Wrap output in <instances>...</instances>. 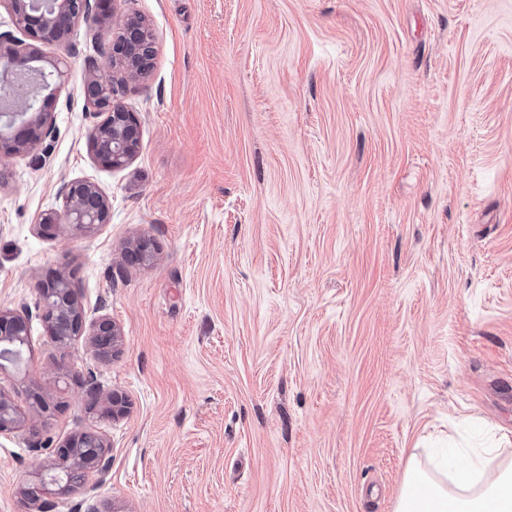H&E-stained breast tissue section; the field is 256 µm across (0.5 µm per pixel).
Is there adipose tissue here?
<instances>
[{
  "mask_svg": "<svg viewBox=\"0 0 512 512\" xmlns=\"http://www.w3.org/2000/svg\"><path fill=\"white\" fill-rule=\"evenodd\" d=\"M484 453L468 462L448 454L429 463L409 457L393 512H512V461L486 474Z\"/></svg>",
  "mask_w": 512,
  "mask_h": 512,
  "instance_id": "adipose-tissue-1",
  "label": "adipose tissue"
}]
</instances>
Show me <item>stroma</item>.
<instances>
[{
	"mask_svg": "<svg viewBox=\"0 0 512 512\" xmlns=\"http://www.w3.org/2000/svg\"><path fill=\"white\" fill-rule=\"evenodd\" d=\"M123 7L155 36L122 93L138 158L90 153L84 60L109 34L80 26L42 48L69 69L51 134L0 166V309L32 328L0 388L49 405L0 436V512H26L22 488L85 428L112 445L108 480L53 512H393L429 436L512 437V0ZM73 180L109 197V224L40 233ZM54 271L121 352L45 332Z\"/></svg>",
	"mask_w": 512,
	"mask_h": 512,
	"instance_id": "1",
	"label": "stroma"
}]
</instances>
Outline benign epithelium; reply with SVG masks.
I'll return each mask as SVG.
<instances>
[{
    "instance_id": "benign-epithelium-1",
    "label": "benign epithelium",
    "mask_w": 512,
    "mask_h": 512,
    "mask_svg": "<svg viewBox=\"0 0 512 512\" xmlns=\"http://www.w3.org/2000/svg\"><path fill=\"white\" fill-rule=\"evenodd\" d=\"M7 6L14 27L23 40L0 41V88L7 90L25 79L30 91L7 99L0 106V161L22 154L53 128L52 98L65 83L66 64L47 59L40 52L69 34L79 24L89 28L113 24L112 40L100 47L101 60L86 61L87 79L82 93L94 114L102 117L91 128L88 145L97 162L112 170L133 163L142 145V127L136 113L118 97L130 81L144 78L155 45L147 21L138 14L117 11L119 0H0ZM65 207L44 214L39 226L91 230L109 223L107 197L93 183L73 181L63 186ZM39 307L49 335L59 318L73 324L66 341L72 344L86 337V346L95 357L105 358L123 344L121 328L107 317L87 318L72 281L63 273L38 284ZM31 349L28 318L0 309V372L8 366L28 363ZM23 416L12 397L0 390V435L19 429ZM110 444L99 433H77L57 449V459L47 470L52 481L64 474L70 487L94 491L107 481L110 472Z\"/></svg>"
}]
</instances>
